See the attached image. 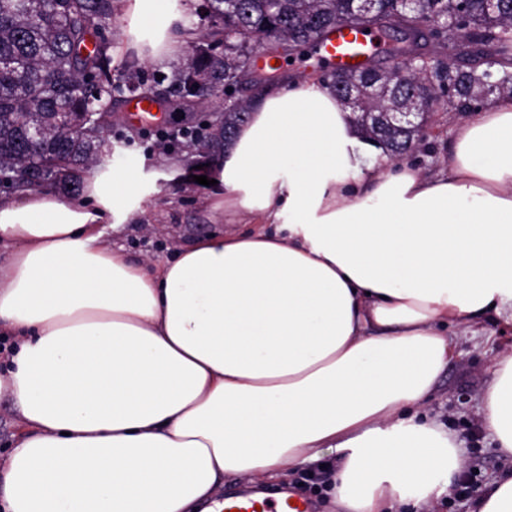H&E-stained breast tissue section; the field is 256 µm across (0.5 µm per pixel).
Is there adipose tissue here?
Wrapping results in <instances>:
<instances>
[{
    "label": "adipose tissue",
    "instance_id": "adipose-tissue-1",
    "mask_svg": "<svg viewBox=\"0 0 512 512\" xmlns=\"http://www.w3.org/2000/svg\"><path fill=\"white\" fill-rule=\"evenodd\" d=\"M194 0H119L142 60L175 61ZM211 171L213 218L172 259L105 237L135 220L129 170L81 197L0 199V393L23 429L7 512H196L228 476L324 465L343 512H421L465 468L426 411L462 334L512 330V96L458 123L438 173L387 162L313 76L255 97ZM479 420L506 467L473 512H512V354Z\"/></svg>",
    "mask_w": 512,
    "mask_h": 512
}]
</instances>
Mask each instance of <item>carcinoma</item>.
<instances>
[{
    "label": "carcinoma",
    "mask_w": 512,
    "mask_h": 512,
    "mask_svg": "<svg viewBox=\"0 0 512 512\" xmlns=\"http://www.w3.org/2000/svg\"><path fill=\"white\" fill-rule=\"evenodd\" d=\"M116 0H0V184L14 190L38 189L52 184H76L74 173L103 169L112 160L102 136L76 133L60 125L87 112L108 117L106 130L123 127L122 114L112 105L116 87H124L150 101L160 96L192 102L206 109L223 102L248 75L254 43L275 53L280 45L294 52L302 46L318 49L321 40L338 26L360 30L354 23L352 0H204V25L196 30L182 62L163 78L147 84L137 56L131 55L124 71L112 74V40L100 35L95 23L116 21ZM421 13L462 26L474 41L487 40L496 57L490 70L456 68L427 80L410 73L404 80L397 71H380L375 54L360 68L323 77L341 96L359 87L351 107L365 138L383 143L390 158H398L423 144L415 132L373 127L372 112H389L393 101L375 93L367 76L378 75L401 97L402 104L422 106V98L444 93L443 82L454 83V112H471L492 96L512 95V0H502L496 13L482 0H423ZM405 14L400 0H382L376 22L388 30ZM233 26L238 37L222 43L224 29ZM250 103L239 98L224 108L220 126L184 129L187 140L207 153L224 150L236 127L243 123ZM43 131L40 142L29 143V132Z\"/></svg>",
    "instance_id": "carcinoma-1"
}]
</instances>
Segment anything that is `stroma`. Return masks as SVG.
I'll use <instances>...</instances> for the list:
<instances>
[{
  "instance_id": "stroma-1",
  "label": "stroma",
  "mask_w": 512,
  "mask_h": 512,
  "mask_svg": "<svg viewBox=\"0 0 512 512\" xmlns=\"http://www.w3.org/2000/svg\"><path fill=\"white\" fill-rule=\"evenodd\" d=\"M462 118V113L439 106L424 145L409 153V161L428 172H438L441 158L448 154L454 125ZM156 130V125L138 123L112 140L111 167L137 173L138 195L133 203L144 213L142 223L124 225L112 241L138 260L171 257L179 245L207 232L212 224L208 201L214 189L193 180L197 167H212V158L185 145L165 149L157 143ZM509 349L511 333L463 337L457 357L442 373L429 403L430 416L457 434L467 465L476 467L482 483L497 473L504 461L491 435L482 429L476 406L492 379V363Z\"/></svg>"
}]
</instances>
